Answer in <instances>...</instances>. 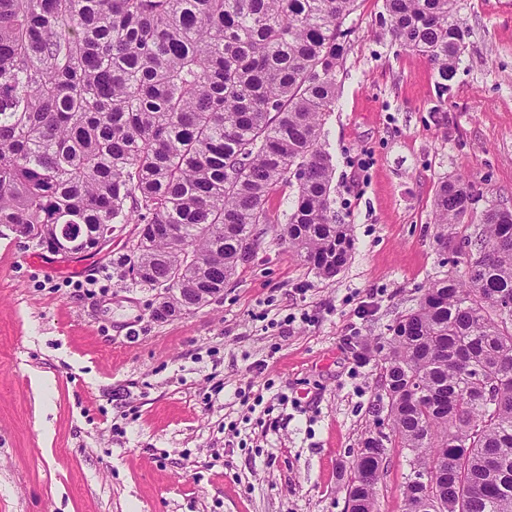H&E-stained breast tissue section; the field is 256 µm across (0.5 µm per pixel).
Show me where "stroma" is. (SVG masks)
Masks as SVG:
<instances>
[{
  "label": "stroma",
  "instance_id": "35a3bbf8",
  "mask_svg": "<svg viewBox=\"0 0 512 512\" xmlns=\"http://www.w3.org/2000/svg\"><path fill=\"white\" fill-rule=\"evenodd\" d=\"M472 31L453 86L380 33L357 0L322 140L351 258L316 278L273 224L211 304L164 320L158 291L103 251L40 253L0 226V512H346L343 486L381 415L359 363L434 279L455 271L432 200L464 176L476 211L512 209V0H459ZM368 166H361V159ZM80 265L77 288L64 270ZM391 449L381 512H402Z\"/></svg>",
  "mask_w": 512,
  "mask_h": 512
}]
</instances>
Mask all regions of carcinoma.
I'll list each match as a JSON object with an SVG mask.
<instances>
[{
  "label": "carcinoma",
  "instance_id": "carcinoma-1",
  "mask_svg": "<svg viewBox=\"0 0 512 512\" xmlns=\"http://www.w3.org/2000/svg\"><path fill=\"white\" fill-rule=\"evenodd\" d=\"M356 0H0V225L51 251L133 224L121 266L164 288V320L197 288L221 294L261 246L280 186L281 225L320 279L351 257L332 214L322 117L336 100ZM457 0H384L382 33L427 59L448 90L468 30ZM470 180L433 198L440 247L462 276L430 282L373 346L391 431L361 442L350 512H379L391 448L412 453L403 512H512V210L473 238ZM194 260L187 262L183 254ZM294 199L295 188L292 186H281L270 196L269 208L274 214L279 216L282 223L285 222L283 214L288 213Z\"/></svg>",
  "mask_w": 512,
  "mask_h": 512
}]
</instances>
